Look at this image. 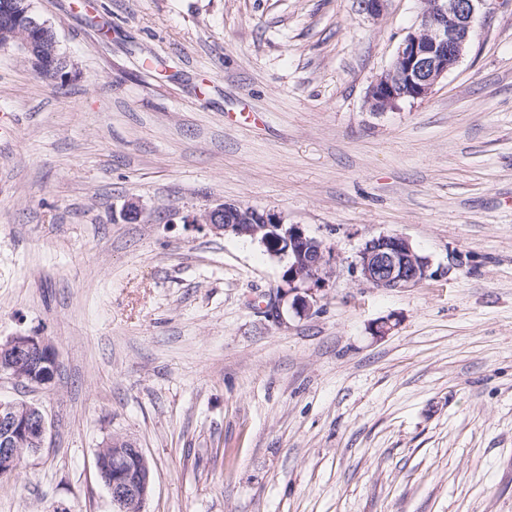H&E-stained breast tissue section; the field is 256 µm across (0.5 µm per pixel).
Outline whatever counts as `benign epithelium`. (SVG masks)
I'll use <instances>...</instances> for the list:
<instances>
[{
  "label": "benign epithelium",
  "instance_id": "1",
  "mask_svg": "<svg viewBox=\"0 0 512 512\" xmlns=\"http://www.w3.org/2000/svg\"><path fill=\"white\" fill-rule=\"evenodd\" d=\"M491 0H421L415 25L398 46L390 67L369 87L366 103L380 115L398 107L401 99L428 97L438 82L454 69L471 42L476 13L490 8ZM12 19L13 34L30 47L38 37L48 43L46 52L34 60L37 67L58 69L55 39L46 27L30 17L31 7L20 0L0 6ZM202 220L217 234L249 236L263 246L287 242L277 254L288 258L286 272L271 307L277 320L283 308L311 312L316 293L325 286L333 256L322 241L306 234L299 224H286L280 214L244 205L220 203ZM354 268L376 288H411L433 275L429 257L419 254L401 234H381L364 242ZM53 346L37 336L16 335L0 343V373L25 386L50 382L55 368ZM48 421L39 407L25 400L0 398V473L14 472L25 457L45 444ZM96 467L112 499L115 512H146L152 489L149 459L134 442L111 436L98 449Z\"/></svg>",
  "mask_w": 512,
  "mask_h": 512
}]
</instances>
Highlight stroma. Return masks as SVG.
Returning <instances> with one entry per match:
<instances>
[{"label": "stroma", "mask_w": 512, "mask_h": 512, "mask_svg": "<svg viewBox=\"0 0 512 512\" xmlns=\"http://www.w3.org/2000/svg\"><path fill=\"white\" fill-rule=\"evenodd\" d=\"M70 2L31 0L62 85L0 49V341L57 352L47 385L0 376L48 421L0 512H113L112 435L151 462L147 512H512V0L382 115L419 0ZM222 202L332 248L311 313L266 315L286 263L201 223ZM383 233L433 276L364 282Z\"/></svg>", "instance_id": "stroma-1"}]
</instances>
